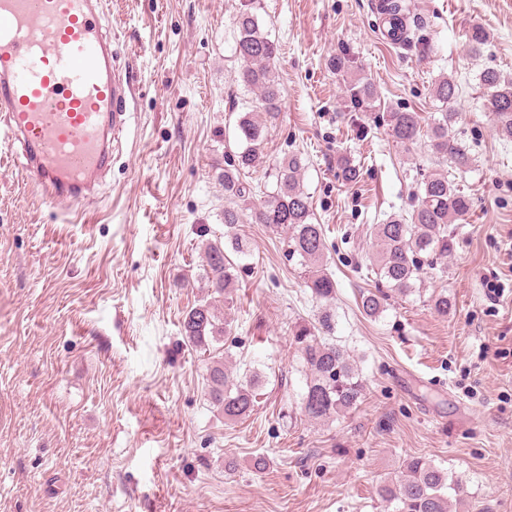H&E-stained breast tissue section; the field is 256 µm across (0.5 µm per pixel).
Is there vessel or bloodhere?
Here are the masks:
<instances>
[{
    "label": "vessel or blood",
    "instance_id": "b4317fda",
    "mask_svg": "<svg viewBox=\"0 0 512 512\" xmlns=\"http://www.w3.org/2000/svg\"><path fill=\"white\" fill-rule=\"evenodd\" d=\"M102 0H0V134L48 201L80 204L129 123Z\"/></svg>",
    "mask_w": 512,
    "mask_h": 512
}]
</instances>
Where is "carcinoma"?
I'll return each instance as SVG.
<instances>
[{"instance_id": "1", "label": "carcinoma", "mask_w": 512, "mask_h": 512, "mask_svg": "<svg viewBox=\"0 0 512 512\" xmlns=\"http://www.w3.org/2000/svg\"><path fill=\"white\" fill-rule=\"evenodd\" d=\"M234 25L235 54L241 62L238 78L245 87L258 93L261 111L246 112L239 118L238 136L243 147L234 163L224 169V224L229 228L245 223L238 200L251 193V188L241 180V174L259 165L258 143L276 127L281 115L280 89L273 74L277 46L261 29L250 0L241 5ZM479 82L497 134L512 140V83L490 68L481 71ZM347 92L357 102L376 97L372 84L362 80L350 83ZM433 95L441 104V112L428 133L431 154L448 162L454 170L464 172L472 166L473 157L469 147L452 134L459 118L454 107L459 84L442 74L433 84ZM387 125L393 141L407 149L421 137L415 112H390ZM302 171V158L297 155L279 162L274 172L276 189L251 214V219L280 230L286 254L291 259L298 258L308 275L312 295L320 303L313 321L297 322L292 329L293 344L305 373L300 409L308 419L318 422L334 420L357 409L364 385L350 352L327 340L336 330V315L330 305L336 296V282L328 274L313 269L324 257L325 229L313 222L311 202L301 184ZM470 210V198L448 173L424 175L418 183L417 205L409 215H393L371 227L374 251L370 262L376 276L395 293L411 295L423 266H432L434 261L448 257L452 249L450 226ZM228 249L238 256L249 253L246 242L237 236L226 235L222 242H210L205 247L200 275L209 295L222 297L226 303L232 302L231 287L236 279V267L227 259ZM360 307L369 318L381 317L386 309L385 294L379 289L362 293ZM231 325L209 301L192 307L182 320L187 341L201 349L224 340ZM207 381L210 401L224 414L225 421L235 422L254 410L255 377L240 380L224 368L223 359L217 358L210 362ZM460 488V478L426 458L410 457L403 461L397 478L379 486L378 497L394 506V512H450L452 497L459 495Z\"/></svg>"}]
</instances>
